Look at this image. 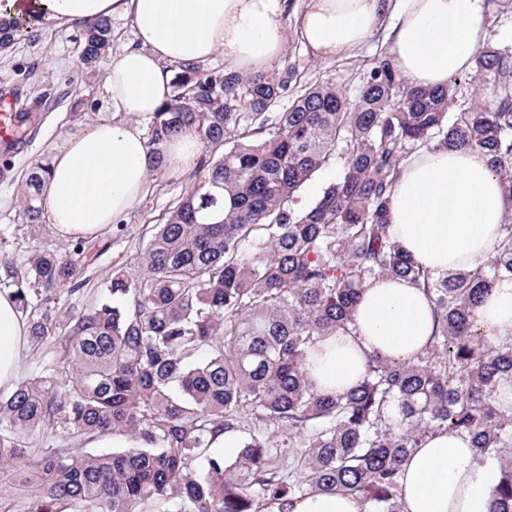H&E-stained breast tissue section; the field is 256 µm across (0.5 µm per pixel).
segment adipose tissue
Listing matches in <instances>:
<instances>
[{"instance_id": "1", "label": "adipose tissue", "mask_w": 512, "mask_h": 512, "mask_svg": "<svg viewBox=\"0 0 512 512\" xmlns=\"http://www.w3.org/2000/svg\"><path fill=\"white\" fill-rule=\"evenodd\" d=\"M63 26L122 16L135 43L113 59L105 79L107 115L65 132L47 158L38 204L65 239L90 238L116 223L142 197L151 154L127 117L147 118L168 100L171 65L223 55L229 72H258L297 36L316 57L331 59L387 31L396 69L418 87H442L467 73L483 48L489 0H305L290 19L288 0H32ZM506 206L482 151L422 150L402 164L389 210L390 231L413 259L434 272L473 266L494 250ZM476 332L512 336V279L477 305ZM433 330L432 306L403 280L383 279L363 293L348 332L324 336L307 355L322 392L341 393L364 374L369 355L404 363ZM28 325L14 296L0 293V391L19 383ZM500 472L481 461L464 434L440 433L414 449L401 469L405 512H487ZM265 512H363L344 492H316L266 505Z\"/></svg>"}]
</instances>
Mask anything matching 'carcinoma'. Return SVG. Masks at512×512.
<instances>
[{"instance_id":"1","label":"carcinoma","mask_w":512,"mask_h":512,"mask_svg":"<svg viewBox=\"0 0 512 512\" xmlns=\"http://www.w3.org/2000/svg\"><path fill=\"white\" fill-rule=\"evenodd\" d=\"M37 32L0 20V51ZM112 21L83 28L80 63L95 68ZM292 69L227 74L179 64L171 95L145 119L152 175L163 146L192 132L204 173L156 225L138 273L117 269L99 299L75 311L57 295L81 293L82 240L38 251L22 270L0 261L29 342L54 341L42 373L0 392V512H262L285 497L342 491L365 512H403L400 466L429 435L465 432L476 455L498 462L488 512H512V336L472 331L474 307L512 279V46H485L474 69L444 88L412 85L380 53L355 99L330 83L273 107ZM468 87L470 102H458ZM487 152L506 202L502 237L471 268L436 275L389 233L387 213L404 160L420 150ZM341 173L316 201L297 192L332 158ZM25 181L21 211L43 223ZM380 277L420 288L435 327L407 363L369 359L357 386L319 392L305 368L322 336L345 331L358 294ZM125 435L131 447L73 455L27 446L35 433ZM243 434L229 460L217 438Z\"/></svg>"}]
</instances>
